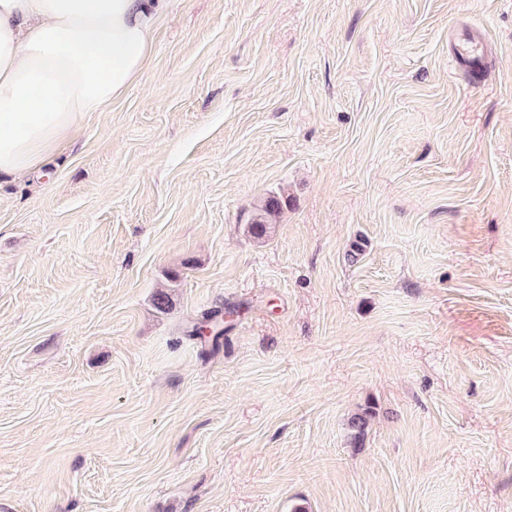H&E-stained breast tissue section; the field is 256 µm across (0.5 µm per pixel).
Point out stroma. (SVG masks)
<instances>
[{"label": "stroma", "instance_id": "stroma-1", "mask_svg": "<svg viewBox=\"0 0 512 512\" xmlns=\"http://www.w3.org/2000/svg\"><path fill=\"white\" fill-rule=\"evenodd\" d=\"M298 505L512 512V0H168L0 178V512ZM280 210V200L275 196L267 197L263 205L258 209L251 224L254 234L260 236L266 232L267 224H273L272 221L280 213Z\"/></svg>", "mask_w": 512, "mask_h": 512}]
</instances>
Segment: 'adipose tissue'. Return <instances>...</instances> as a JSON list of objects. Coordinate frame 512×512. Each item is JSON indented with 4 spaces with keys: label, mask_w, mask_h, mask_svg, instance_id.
Returning <instances> with one entry per match:
<instances>
[{
    "label": "adipose tissue",
    "mask_w": 512,
    "mask_h": 512,
    "mask_svg": "<svg viewBox=\"0 0 512 512\" xmlns=\"http://www.w3.org/2000/svg\"><path fill=\"white\" fill-rule=\"evenodd\" d=\"M162 0H0V173L30 175L144 69Z\"/></svg>",
    "instance_id": "ef3b65f1"
}]
</instances>
